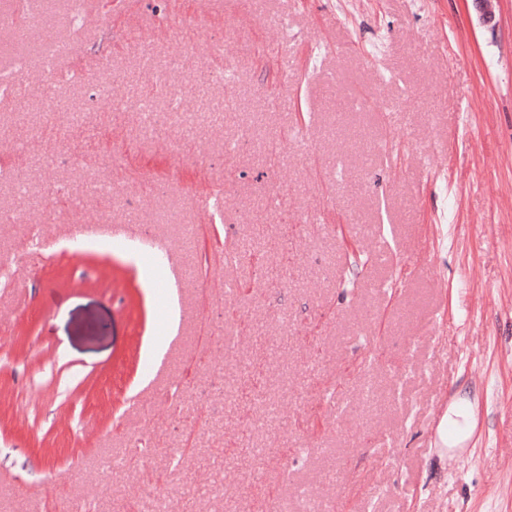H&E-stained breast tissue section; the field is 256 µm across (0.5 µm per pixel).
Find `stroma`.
Segmentation results:
<instances>
[{
  "label": "stroma",
  "mask_w": 512,
  "mask_h": 512,
  "mask_svg": "<svg viewBox=\"0 0 512 512\" xmlns=\"http://www.w3.org/2000/svg\"><path fill=\"white\" fill-rule=\"evenodd\" d=\"M1 13L70 27L66 0ZM496 14L86 0L59 111L0 101L31 180L0 184V255L24 256L0 288V512H512V0ZM162 83L193 133L145 135ZM116 224L193 225L164 271L177 324Z\"/></svg>",
  "instance_id": "stroma-1"
}]
</instances>
